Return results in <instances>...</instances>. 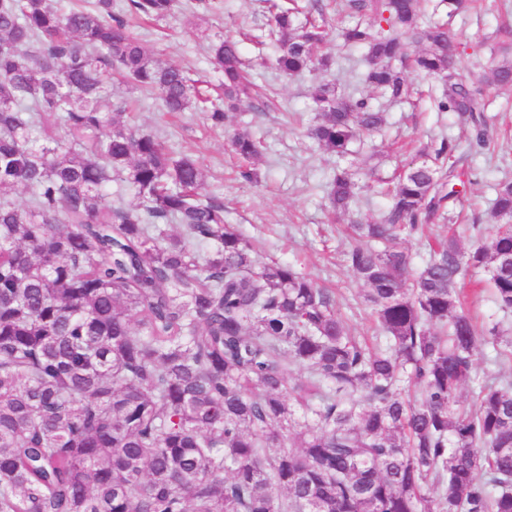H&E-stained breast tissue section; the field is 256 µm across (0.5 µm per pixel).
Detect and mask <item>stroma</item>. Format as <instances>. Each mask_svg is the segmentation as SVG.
Here are the masks:
<instances>
[{
	"instance_id": "obj_1",
	"label": "stroma",
	"mask_w": 512,
	"mask_h": 512,
	"mask_svg": "<svg viewBox=\"0 0 512 512\" xmlns=\"http://www.w3.org/2000/svg\"><path fill=\"white\" fill-rule=\"evenodd\" d=\"M267 16L265 0H218L213 11L182 8L165 21L137 30L143 45L156 57L191 68L213 84L219 75L206 52L208 36L219 31L248 33L240 52L266 96L238 114L235 123L248 127L262 141L264 148L255 159L236 155L227 133L212 127L205 113L168 115L156 95L120 83L113 84L112 97L135 101V122L143 131L158 136L174 152L198 160L207 192L223 201L226 219L250 241L259 261L294 264L320 286L337 290L350 333L370 336L375 324L363 303L366 286L342 262L348 242L338 229L353 219L377 220L388 204L380 192L381 179L404 168L417 150L444 135L462 143L467 136L452 114L437 111L429 99L416 96L408 103L386 105L384 130L349 159L359 185L354 204L348 213H331L323 187L340 161L319 150L306 136L307 128L318 119L310 93L322 80L336 81L339 89H347L362 69V52L334 46L329 70L283 78L274 67V47L261 50L256 45L267 37ZM505 22L512 24V0H481L480 10L455 16L449 24L452 32L484 38L480 47L461 55V65L477 75H487L500 54L486 36ZM490 100L488 114L499 134L484 155L474 158L481 176L467 186L462 199L467 217L486 226L491 223L492 185L503 176L512 177V88L494 90ZM246 168L257 172V181L241 178L240 172Z\"/></svg>"
}]
</instances>
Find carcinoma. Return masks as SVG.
Listing matches in <instances>:
<instances>
[{
	"mask_svg": "<svg viewBox=\"0 0 512 512\" xmlns=\"http://www.w3.org/2000/svg\"><path fill=\"white\" fill-rule=\"evenodd\" d=\"M0 0V512H512V377L462 384L476 352L512 366L503 322L477 325L459 284L488 273L512 313V179L493 186L489 231L435 239L420 269L409 243L452 222L477 168L448 136L418 151L374 222L348 225L343 261L367 286L371 341L350 334L331 291L294 265H259L203 192L196 160L121 120L120 75L167 112H204L245 158L259 143L232 124L252 97L239 39L207 53L213 88L149 53L127 15L174 14L178 0ZM341 29L365 81L391 103L409 87L396 63L437 81L436 108L494 139L488 95L460 65L470 47L420 0H344ZM276 69L328 67L329 33L303 0L270 6ZM512 86V55L484 78ZM308 137L345 159L386 123L381 105L321 82ZM117 183L134 192L125 203ZM358 183L341 167L325 196L346 213ZM182 232L167 234L165 225ZM304 379L289 384L290 369Z\"/></svg>",
	"mask_w": 512,
	"mask_h": 512,
	"instance_id": "obj_1",
	"label": "carcinoma"
}]
</instances>
